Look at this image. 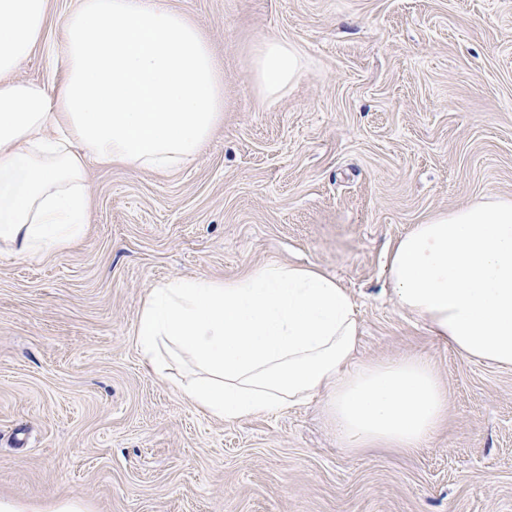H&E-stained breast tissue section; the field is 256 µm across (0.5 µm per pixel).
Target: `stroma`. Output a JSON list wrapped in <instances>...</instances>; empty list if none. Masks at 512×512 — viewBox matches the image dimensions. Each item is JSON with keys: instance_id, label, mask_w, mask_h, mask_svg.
I'll return each mask as SVG.
<instances>
[{"instance_id": "obj_1", "label": "stroma", "mask_w": 512, "mask_h": 512, "mask_svg": "<svg viewBox=\"0 0 512 512\" xmlns=\"http://www.w3.org/2000/svg\"><path fill=\"white\" fill-rule=\"evenodd\" d=\"M224 67V123L169 172L89 163L83 236L0 250V496L49 512H512V368L458 356L388 290L392 244L512 197V0H172ZM288 41L300 79L261 99ZM314 264L349 290L357 362L426 358L448 416L410 453L349 452L321 401L228 423L134 336L172 278ZM304 69L298 50L280 39L265 41L251 63L252 77L265 99L279 96L294 84Z\"/></svg>"}]
</instances>
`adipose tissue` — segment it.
<instances>
[{
    "label": "adipose tissue",
    "instance_id": "ef3b65f1",
    "mask_svg": "<svg viewBox=\"0 0 512 512\" xmlns=\"http://www.w3.org/2000/svg\"><path fill=\"white\" fill-rule=\"evenodd\" d=\"M49 0H0V244L22 256L66 247L90 210L87 165L168 172L224 121V74L200 27L170 0H75L61 29L62 74L15 78L46 43ZM298 50L265 41L251 63L272 99L301 76ZM398 305L460 357L512 368V197L432 216L387 263ZM134 332L147 363L188 359L174 391L234 422L322 398L343 446L411 452L448 415L429 361L359 365L360 323L338 280L272 263L224 280L154 288Z\"/></svg>",
    "mask_w": 512,
    "mask_h": 512
}]
</instances>
